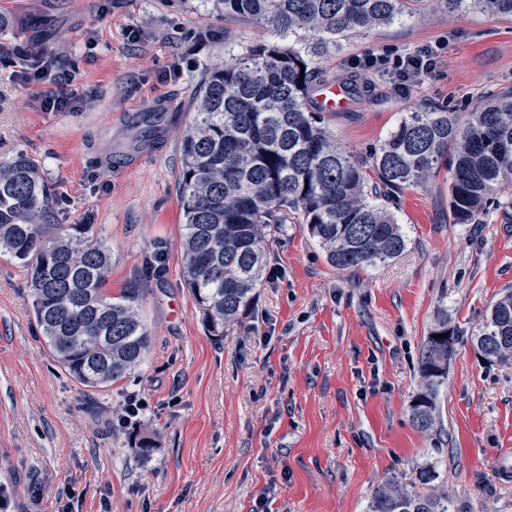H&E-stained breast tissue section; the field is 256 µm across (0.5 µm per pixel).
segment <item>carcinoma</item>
Returning <instances> with one entry per match:
<instances>
[{
	"label": "carcinoma",
	"instance_id": "cac0c4a2",
	"mask_svg": "<svg viewBox=\"0 0 512 512\" xmlns=\"http://www.w3.org/2000/svg\"><path fill=\"white\" fill-rule=\"evenodd\" d=\"M224 15L273 28L279 42H254L206 74L192 95L181 139L178 199L186 287L208 333L224 338L249 307L266 268L264 229L290 220L307 227L338 269L400 256L407 236L389 205L448 167L453 223L471 224L495 199L512 210V90L470 112H406L365 156L345 152L323 124L321 62L352 35L391 26L434 5L512 18V0H218ZM163 122L142 112L135 144ZM41 173L19 154L0 161V253L26 272L34 317L55 362L81 387L105 392L141 365L151 331L134 293L106 284L110 249L88 224H49ZM448 310L438 312L420 357L414 426L429 434L459 343ZM471 343L488 363L512 358V289L490 304ZM445 461L417 468L422 494L386 481L366 512H450L439 490Z\"/></svg>",
	"mask_w": 512,
	"mask_h": 512
}]
</instances>
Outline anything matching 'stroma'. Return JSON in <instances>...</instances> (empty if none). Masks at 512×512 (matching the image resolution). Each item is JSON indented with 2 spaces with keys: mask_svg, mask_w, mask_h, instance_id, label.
I'll use <instances>...</instances> for the list:
<instances>
[{
  "mask_svg": "<svg viewBox=\"0 0 512 512\" xmlns=\"http://www.w3.org/2000/svg\"><path fill=\"white\" fill-rule=\"evenodd\" d=\"M274 34L225 16L214 0H0V158L39 167L53 221L88 224L112 254V293L137 289L152 344L109 391L76 384L49 355L15 260L0 255V512H364L373 489L411 484L431 457L447 459L442 489L455 512H512V361L489 364L469 337L512 289V219L449 216L447 170L394 206L408 245L377 267L330 266L305 225L266 229V273L224 337L209 336L183 277L180 142L192 88L242 44ZM430 49L440 68L400 86L369 77L358 103L324 115L363 154L402 113L467 112L512 87V19L434 7L343 40L323 62L351 72L371 52ZM42 66L19 77L20 52ZM65 92L71 112L34 98ZM169 120L135 169L116 164L131 111ZM463 339L439 397L443 430L410 420L422 347L438 307ZM132 395L146 400L119 420ZM148 436L149 455L134 441Z\"/></svg>",
  "mask_w": 512,
  "mask_h": 512,
  "instance_id": "1",
  "label": "stroma"
}]
</instances>
